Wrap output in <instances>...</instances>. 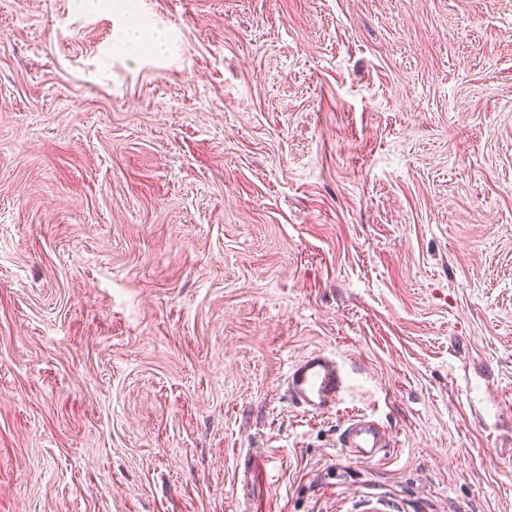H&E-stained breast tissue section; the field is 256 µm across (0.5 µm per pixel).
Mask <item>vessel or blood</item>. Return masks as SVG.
Here are the masks:
<instances>
[{
    "label": "vessel or blood",
    "instance_id": "obj_1",
    "mask_svg": "<svg viewBox=\"0 0 512 512\" xmlns=\"http://www.w3.org/2000/svg\"><path fill=\"white\" fill-rule=\"evenodd\" d=\"M352 389L351 375L338 359L324 351H312L293 362L286 376L289 399L305 411L332 412ZM338 443L346 459L374 462L390 446L384 422L360 413L349 418L339 431Z\"/></svg>",
    "mask_w": 512,
    "mask_h": 512
}]
</instances>
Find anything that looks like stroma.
I'll use <instances>...</instances> for the list:
<instances>
[{"mask_svg":"<svg viewBox=\"0 0 512 512\" xmlns=\"http://www.w3.org/2000/svg\"><path fill=\"white\" fill-rule=\"evenodd\" d=\"M124 2L0 0V512H512V0ZM120 41L132 51L140 50V46L147 42L154 52H162L164 43L154 31L147 30L137 21H128L122 30ZM351 389L348 370L334 355L320 350L293 362L286 376L289 399L311 414H329ZM338 443L346 459L365 462L380 460L391 447L385 423L366 413L356 414L343 424Z\"/></svg>","mask_w":512,"mask_h":512,"instance_id":"35a3bbf8","label":"stroma"}]
</instances>
